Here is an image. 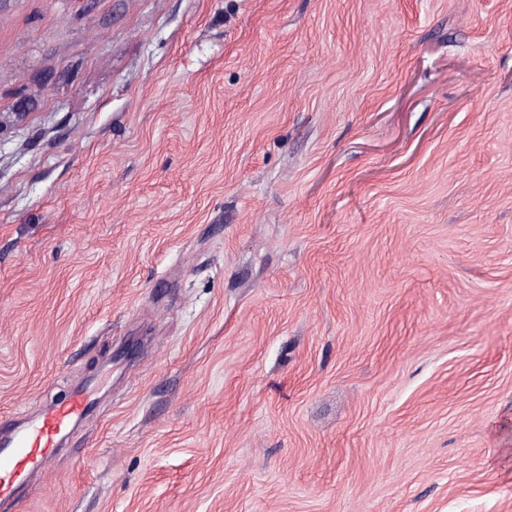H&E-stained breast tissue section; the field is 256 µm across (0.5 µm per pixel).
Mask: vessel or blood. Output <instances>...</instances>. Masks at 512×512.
Listing matches in <instances>:
<instances>
[{
    "label": "vessel or blood",
    "mask_w": 512,
    "mask_h": 512,
    "mask_svg": "<svg viewBox=\"0 0 512 512\" xmlns=\"http://www.w3.org/2000/svg\"><path fill=\"white\" fill-rule=\"evenodd\" d=\"M90 411L84 393L52 404L36 419L0 441V501L10 499L15 489L55 453L62 439Z\"/></svg>",
    "instance_id": "1"
}]
</instances>
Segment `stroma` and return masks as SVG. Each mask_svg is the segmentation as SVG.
I'll use <instances>...</instances> for the list:
<instances>
[{
	"mask_svg": "<svg viewBox=\"0 0 512 512\" xmlns=\"http://www.w3.org/2000/svg\"><path fill=\"white\" fill-rule=\"evenodd\" d=\"M0 512H512V0H0ZM90 402L83 392L52 404L36 419L15 431L0 444V502L10 499L15 489L55 453L64 436L84 419Z\"/></svg>",
	"mask_w": 512,
	"mask_h": 512,
	"instance_id": "obj_1",
	"label": "stroma"
}]
</instances>
